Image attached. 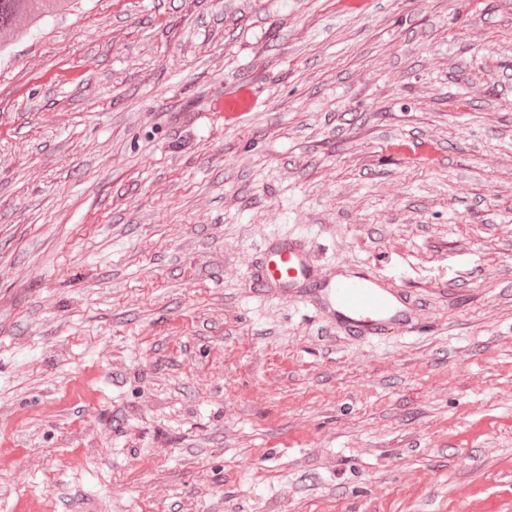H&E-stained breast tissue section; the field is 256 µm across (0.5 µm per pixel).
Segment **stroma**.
Listing matches in <instances>:
<instances>
[{
  "label": "stroma",
  "mask_w": 512,
  "mask_h": 512,
  "mask_svg": "<svg viewBox=\"0 0 512 512\" xmlns=\"http://www.w3.org/2000/svg\"><path fill=\"white\" fill-rule=\"evenodd\" d=\"M288 235L422 327L254 296ZM0 512H512V0H77L16 42ZM258 103L253 92L246 88H238L232 92L224 93V115L239 121L252 112Z\"/></svg>",
  "instance_id": "obj_1"
}]
</instances>
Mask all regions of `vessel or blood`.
<instances>
[{
	"instance_id": "b4317fda",
	"label": "vessel or blood",
	"mask_w": 512,
	"mask_h": 512,
	"mask_svg": "<svg viewBox=\"0 0 512 512\" xmlns=\"http://www.w3.org/2000/svg\"><path fill=\"white\" fill-rule=\"evenodd\" d=\"M257 103L253 92L242 87L225 93L224 113L238 121ZM249 287L260 296L301 299L326 326L364 342L412 333L422 309L409 291L392 286L376 271L339 277L320 270L296 239L268 242L255 262Z\"/></svg>"
}]
</instances>
